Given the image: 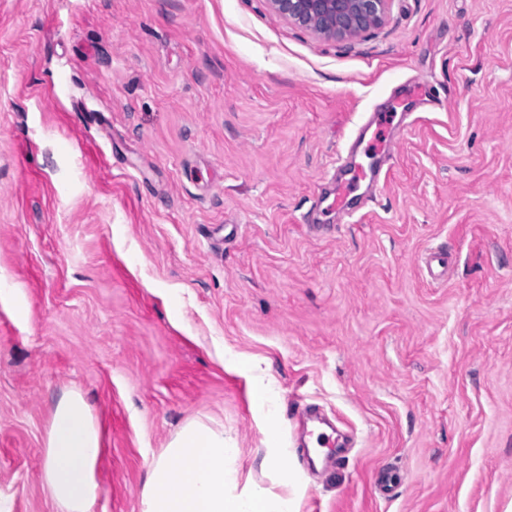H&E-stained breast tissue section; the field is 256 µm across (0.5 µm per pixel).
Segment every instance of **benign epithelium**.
Returning a JSON list of instances; mask_svg holds the SVG:
<instances>
[{
    "label": "benign epithelium",
    "mask_w": 512,
    "mask_h": 512,
    "mask_svg": "<svg viewBox=\"0 0 512 512\" xmlns=\"http://www.w3.org/2000/svg\"><path fill=\"white\" fill-rule=\"evenodd\" d=\"M278 15L334 40H349L378 25L389 0H268Z\"/></svg>",
    "instance_id": "7a95c632"
}]
</instances>
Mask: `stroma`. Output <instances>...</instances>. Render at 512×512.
I'll return each instance as SVG.
<instances>
[{
  "mask_svg": "<svg viewBox=\"0 0 512 512\" xmlns=\"http://www.w3.org/2000/svg\"><path fill=\"white\" fill-rule=\"evenodd\" d=\"M373 113L392 169L344 218L329 180ZM250 358L298 512L512 505V0H389L347 41L268 0H0V500L55 512L69 391L102 427L96 512H140L197 417L236 441L238 487L280 492ZM248 369L252 373V398L259 409L261 423L266 435V443L271 451L264 459L266 467L274 469L279 477L281 486L288 488L292 478L280 463V456L274 451L278 447L279 436L277 430V419L280 409V392L266 380L261 362L259 360L249 359Z\"/></svg>",
  "mask_w": 512,
  "mask_h": 512,
  "instance_id": "stroma-1",
  "label": "stroma"
}]
</instances>
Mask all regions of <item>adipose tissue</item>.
I'll list each match as a JSON object with an SVG mask.
<instances>
[{
    "mask_svg": "<svg viewBox=\"0 0 512 512\" xmlns=\"http://www.w3.org/2000/svg\"><path fill=\"white\" fill-rule=\"evenodd\" d=\"M248 369L269 447L264 464L276 470L285 487L292 478L276 452L281 396L259 361L249 360ZM103 451L101 426L91 406L80 393L64 394L52 413L41 466V482L55 512H94L100 494L96 466ZM238 456L222 426L200 418L187 421L148 463L140 512H296L291 497L257 483L230 492Z\"/></svg>",
    "mask_w": 512,
    "mask_h": 512,
    "instance_id": "1",
    "label": "adipose tissue"
}]
</instances>
